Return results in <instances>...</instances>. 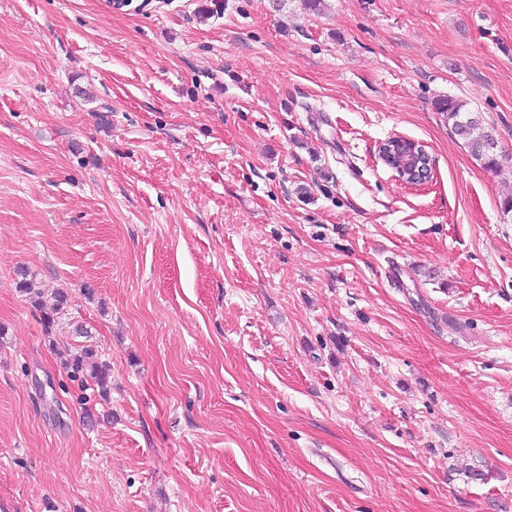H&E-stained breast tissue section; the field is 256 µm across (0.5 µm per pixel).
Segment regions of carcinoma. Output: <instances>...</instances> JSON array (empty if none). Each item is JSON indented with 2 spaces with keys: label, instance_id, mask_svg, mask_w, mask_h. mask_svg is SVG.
Segmentation results:
<instances>
[{
  "label": "carcinoma",
  "instance_id": "1",
  "mask_svg": "<svg viewBox=\"0 0 512 512\" xmlns=\"http://www.w3.org/2000/svg\"><path fill=\"white\" fill-rule=\"evenodd\" d=\"M437 110L446 113L455 134L465 141L471 157L487 169L499 166L500 146L494 127L485 123L481 114L466 109V102L444 97L437 100ZM35 274L27 268L17 270L16 287L34 306H40V292L35 288ZM62 365L73 376H82L81 382H92L98 393L107 391V373L105 364L100 361L98 353L92 348H85L75 354H61Z\"/></svg>",
  "mask_w": 512,
  "mask_h": 512
}]
</instances>
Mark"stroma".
<instances>
[{
    "mask_svg": "<svg viewBox=\"0 0 512 512\" xmlns=\"http://www.w3.org/2000/svg\"><path fill=\"white\" fill-rule=\"evenodd\" d=\"M509 197L512 0H0V512H512ZM436 106L439 112H446L448 123L465 141L473 159L490 170L499 166L501 151L496 130L485 123L480 113L468 111L466 102L450 96L438 99ZM62 365L71 370L74 378L81 379V387H86L89 380L97 387L99 395L107 394V373L105 364L100 361L98 353L92 348L82 349L75 354L60 353ZM85 382V383H84Z\"/></svg>",
    "mask_w": 512,
    "mask_h": 512,
    "instance_id": "1",
    "label": "stroma"
}]
</instances>
